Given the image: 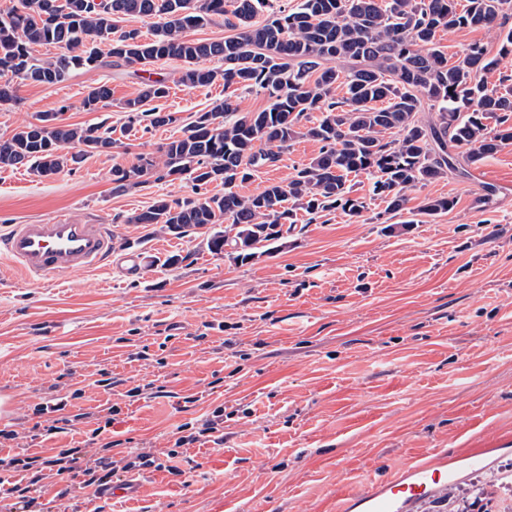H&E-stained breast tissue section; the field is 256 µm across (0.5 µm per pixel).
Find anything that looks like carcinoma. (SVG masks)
Returning <instances> with one entry per match:
<instances>
[{
	"label": "carcinoma",
	"mask_w": 512,
	"mask_h": 512,
	"mask_svg": "<svg viewBox=\"0 0 512 512\" xmlns=\"http://www.w3.org/2000/svg\"><path fill=\"white\" fill-rule=\"evenodd\" d=\"M272 7V0H17L0 14V75L55 85L84 67L178 59L179 83L188 88L221 81L226 89L264 94L269 105L260 111L240 112L226 98L195 113L180 135L158 147V156L141 155L132 166L115 162L111 169L116 194L151 181H188L190 195L161 197L126 222L158 225L178 239L212 228L208 249L228 247L240 262L253 258L258 245L281 239L299 210L309 224L336 210L362 217L368 204L352 196V174L366 175L370 197L396 216L407 210L408 192L512 145V94L483 79L497 59L475 43L450 63L436 44L443 30L503 26L512 0H467L460 11L454 0H300L291 10ZM127 16L158 19L152 37L123 29ZM216 17L235 35L186 39V30ZM50 44L63 53L45 61L32 56L33 46ZM204 59L220 66H199ZM336 61L341 68L332 66ZM168 93L166 81L157 79L124 100L128 124L147 132L175 123L172 113L149 106ZM111 97L103 83L87 91L82 107L96 112ZM461 104L468 111H459ZM427 107L438 112L425 123L420 112ZM314 112L319 117L311 118ZM299 138L320 150L294 168L287 183L248 196L237 191ZM112 145V127L102 122L63 125L43 112L0 136V169L25 167L46 179L76 169L88 153H112ZM65 146L70 151L63 153ZM218 182L224 193L208 194ZM453 206L448 197L429 198L417 214L435 217ZM224 223L230 230L217 229Z\"/></svg>",
	"instance_id": "carcinoma-1"
}]
</instances>
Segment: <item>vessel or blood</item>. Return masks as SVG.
<instances>
[{"label": "vessel or blood", "mask_w": 512, "mask_h": 512, "mask_svg": "<svg viewBox=\"0 0 512 512\" xmlns=\"http://www.w3.org/2000/svg\"><path fill=\"white\" fill-rule=\"evenodd\" d=\"M35 278L93 269L112 259V230L106 224L65 221L15 224L0 237V254ZM455 471L443 464L415 463L405 478L394 479L358 495L364 512H409L415 504L455 481Z\"/></svg>", "instance_id": "b4317fda"}]
</instances>
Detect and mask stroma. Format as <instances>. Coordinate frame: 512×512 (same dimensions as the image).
Wrapping results in <instances>:
<instances>
[{"label": "stroma", "instance_id": "1", "mask_svg": "<svg viewBox=\"0 0 512 512\" xmlns=\"http://www.w3.org/2000/svg\"><path fill=\"white\" fill-rule=\"evenodd\" d=\"M502 28L437 33L448 59L469 45L498 56L488 73L499 91L512 89V55L499 56ZM183 64L149 68H81L56 85L23 84L16 105L0 109V136L61 112L64 123L102 120L119 130L111 154L87 157L78 169L40 179L0 169V232L12 224L71 217L108 224L112 266L32 282L0 259V392L11 395L8 429L23 447L47 456L88 440L112 420V457L139 453L166 462L184 423L201 426L224 409L222 444L208 437L186 446L177 462L193 470L191 486L158 470L138 492L92 496L79 478L47 476L43 512H336L341 498L397 477L403 466L438 452L455 460L492 450L488 467L460 479L414 512H512V145L462 174L415 189L454 199V208L425 224L385 229L381 200L367 220L330 212L238 262L210 252L208 230L177 239L158 226L130 223L158 196L190 194L187 182L151 183L112 192L113 162L136 163L156 152L194 113L232 97L239 111L267 106L264 95L223 82L188 88ZM166 79L160 99L176 124L149 132L128 127L120 101L148 81ZM108 84L112 105L84 111L89 88ZM318 143L301 138L279 161L238 187L243 195L287 182ZM127 216L124 224L113 214ZM148 256V269L125 275L119 259ZM184 254L169 268L164 259ZM160 391L128 397L144 375ZM68 401L82 414L72 431L30 439L36 406Z\"/></svg>", "mask_w": 512, "mask_h": 512}]
</instances>
